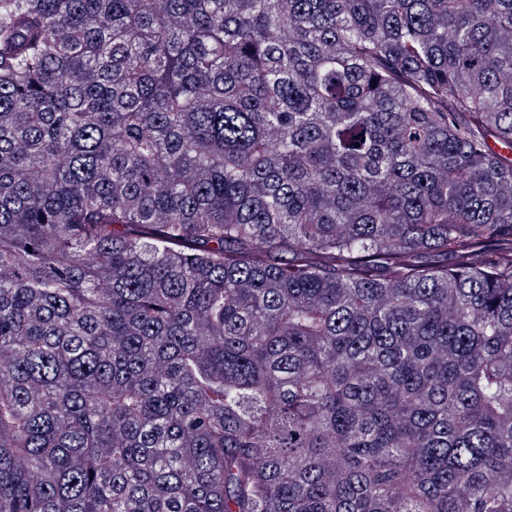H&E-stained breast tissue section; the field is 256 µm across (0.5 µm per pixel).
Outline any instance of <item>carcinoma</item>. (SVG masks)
I'll use <instances>...</instances> for the list:
<instances>
[{
	"instance_id": "1",
	"label": "carcinoma",
	"mask_w": 512,
	"mask_h": 512,
	"mask_svg": "<svg viewBox=\"0 0 512 512\" xmlns=\"http://www.w3.org/2000/svg\"><path fill=\"white\" fill-rule=\"evenodd\" d=\"M512 0H0V512H512Z\"/></svg>"
}]
</instances>
